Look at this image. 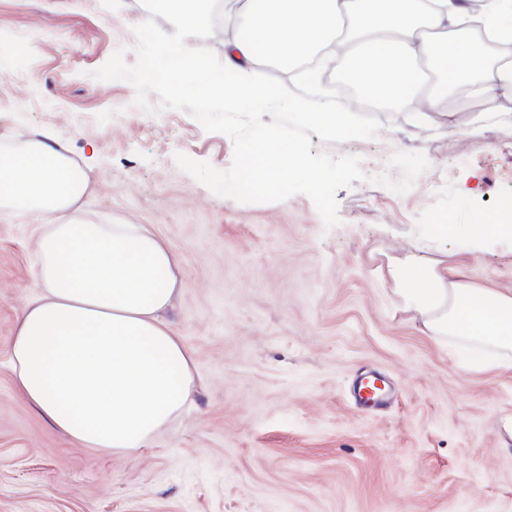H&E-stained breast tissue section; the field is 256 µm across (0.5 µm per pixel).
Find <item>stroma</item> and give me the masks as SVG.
I'll use <instances>...</instances> for the list:
<instances>
[{
    "mask_svg": "<svg viewBox=\"0 0 512 512\" xmlns=\"http://www.w3.org/2000/svg\"><path fill=\"white\" fill-rule=\"evenodd\" d=\"M140 0H0V148L41 140L90 176L94 224H144L168 241L184 288L166 319L196 366L193 406L135 457L54 430L9 365L17 319L38 292L33 214L0 215V512H512V363L424 334L400 311L389 266L464 252L466 280L512 292V238L435 237L512 201V101L494 125H417L378 112L377 136L331 144L366 178L338 190L328 229L303 194L241 204L183 171V154L228 169L233 143L187 111L147 113L135 88L91 73L117 49L134 63ZM428 169L406 194L395 152ZM375 373L383 409L356 405Z\"/></svg>",
    "mask_w": 512,
    "mask_h": 512,
    "instance_id": "1",
    "label": "stroma"
}]
</instances>
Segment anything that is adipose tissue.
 I'll return each instance as SVG.
<instances>
[{"label":"adipose tissue","instance_id":"adipose-tissue-1","mask_svg":"<svg viewBox=\"0 0 512 512\" xmlns=\"http://www.w3.org/2000/svg\"><path fill=\"white\" fill-rule=\"evenodd\" d=\"M175 20L178 38L162 40L159 65L179 86L224 101L265 108L271 92L252 64H284L319 55L342 59L352 82L377 101L412 102L415 122L454 123L441 93L425 90L420 60L443 49L452 69L445 87L469 84L470 95L512 101V65L485 63L473 20L512 40V0H485L473 17L469 0H229L241 34L224 44L226 83L202 66L186 36L212 27L214 0H156ZM327 132L358 138L365 129L350 110L317 101L290 103ZM88 174L49 144L30 140L0 151V208L41 216L34 225L41 292L16 323L10 365L31 406L54 428L104 454L138 455L180 417L196 393L192 356L164 314L184 286L179 261L162 237L139 224H93L70 217ZM389 274L404 312L433 336L478 343L512 360V293L468 283L458 261L410 258Z\"/></svg>","mask_w":512,"mask_h":512}]
</instances>
